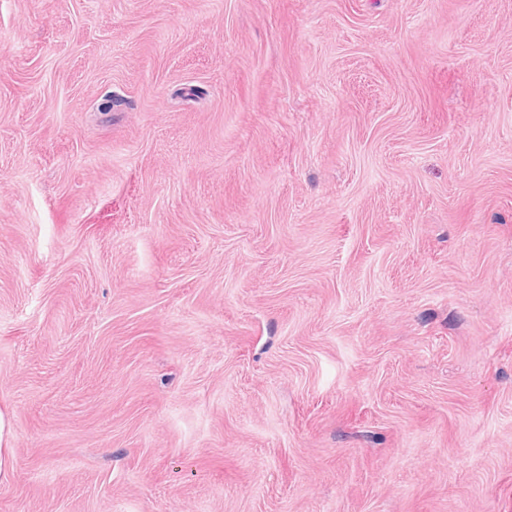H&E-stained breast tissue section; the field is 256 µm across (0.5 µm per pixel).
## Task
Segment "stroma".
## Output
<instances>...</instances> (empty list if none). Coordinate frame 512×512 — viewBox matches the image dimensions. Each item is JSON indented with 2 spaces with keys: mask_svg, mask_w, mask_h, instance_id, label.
I'll list each match as a JSON object with an SVG mask.
<instances>
[{
  "mask_svg": "<svg viewBox=\"0 0 512 512\" xmlns=\"http://www.w3.org/2000/svg\"><path fill=\"white\" fill-rule=\"evenodd\" d=\"M0 408V512H512V0H0ZM12 422L7 409L0 410V477H7L13 470Z\"/></svg>",
  "mask_w": 512,
  "mask_h": 512,
  "instance_id": "stroma-1",
  "label": "stroma"
}]
</instances>
